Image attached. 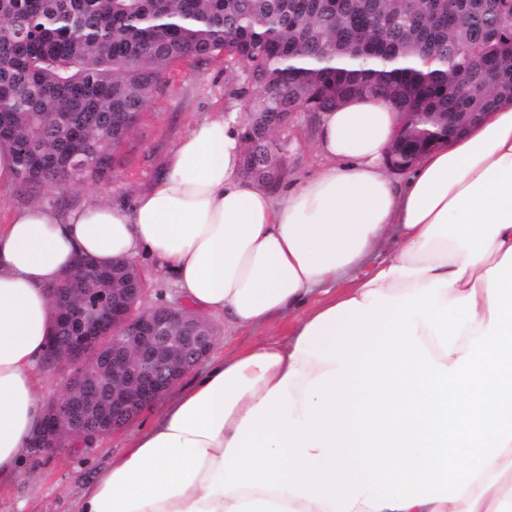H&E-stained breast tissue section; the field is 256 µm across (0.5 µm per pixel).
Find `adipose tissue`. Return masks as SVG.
<instances>
[{"instance_id":"ef3b65f1","label":"adipose tissue","mask_w":512,"mask_h":512,"mask_svg":"<svg viewBox=\"0 0 512 512\" xmlns=\"http://www.w3.org/2000/svg\"><path fill=\"white\" fill-rule=\"evenodd\" d=\"M397 122L370 96L320 113L324 166L272 192L242 177L245 122L221 113L130 203L12 211L0 485L42 420L50 287L82 257L147 259L193 312L287 336L212 361L74 512H512V104L399 178ZM392 227L397 252L366 265Z\"/></svg>"}]
</instances>
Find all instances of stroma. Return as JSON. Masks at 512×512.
<instances>
[{"label": "stroma", "instance_id": "35a3bbf8", "mask_svg": "<svg viewBox=\"0 0 512 512\" xmlns=\"http://www.w3.org/2000/svg\"><path fill=\"white\" fill-rule=\"evenodd\" d=\"M242 86L240 73L226 70L223 59L189 58L167 74L137 129L116 154L111 171L100 181L64 192L45 187L28 191L13 183L0 192V224L10 212L39 201L60 211L104 199L130 200L154 181L166 156L195 124L215 113L238 107L234 93ZM316 129L307 113H298L288 132L286 183L304 179L319 170L324 160L315 150ZM216 340L211 358L230 357L261 340L283 337L285 323L238 328L212 316ZM161 409L152 404L125 428L99 438L91 446L75 444L40 457H29L22 479L0 487V512H72L88 482L112 457L128 448L133 437L148 428Z\"/></svg>", "mask_w": 512, "mask_h": 512}]
</instances>
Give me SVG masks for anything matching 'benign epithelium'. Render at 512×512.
Instances as JSON below:
<instances>
[{"label":"benign epithelium","instance_id":"7a95c632","mask_svg":"<svg viewBox=\"0 0 512 512\" xmlns=\"http://www.w3.org/2000/svg\"><path fill=\"white\" fill-rule=\"evenodd\" d=\"M483 114L457 129L448 127L444 146L471 132ZM134 288H93L74 304L66 288L50 296L54 324L74 327L69 336H50L51 365L70 373L62 395L51 401L34 450H54L69 431L90 439L115 431L168 393L211 352V324L179 303L146 304L147 288L137 275Z\"/></svg>","mask_w":512,"mask_h":512}]
</instances>
